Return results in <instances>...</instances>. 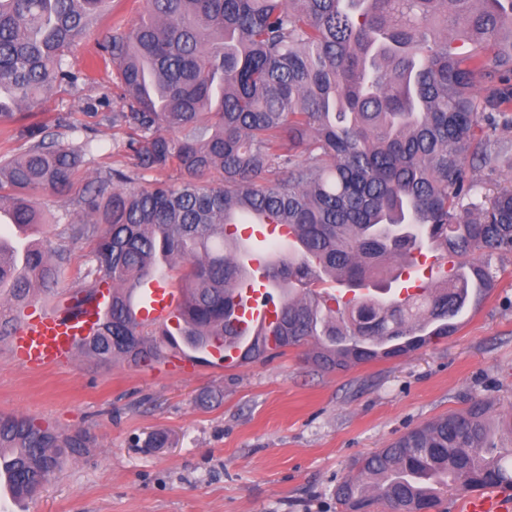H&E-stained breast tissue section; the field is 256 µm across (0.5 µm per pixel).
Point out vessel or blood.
I'll return each mask as SVG.
<instances>
[{
    "mask_svg": "<svg viewBox=\"0 0 512 512\" xmlns=\"http://www.w3.org/2000/svg\"><path fill=\"white\" fill-rule=\"evenodd\" d=\"M281 295V289L270 286L267 280L244 277L234 292L233 321L237 334L225 339L223 348L210 350V358L227 369L241 365L248 344L276 321ZM180 304L181 298L174 290L155 287L151 282L133 294L137 319L159 327L175 326ZM95 320L92 314L74 318L56 310L25 319L12 336L15 358L31 372L68 363L76 352L78 339L90 332ZM464 512H512V499L491 491L467 498Z\"/></svg>",
    "mask_w": 512,
    "mask_h": 512,
    "instance_id": "vessel-or-blood-1",
    "label": "vessel or blood"
}]
</instances>
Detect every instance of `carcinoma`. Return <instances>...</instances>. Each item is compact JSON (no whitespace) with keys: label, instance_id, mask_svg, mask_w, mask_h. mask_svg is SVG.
<instances>
[{"label":"carcinoma","instance_id":"obj_1","mask_svg":"<svg viewBox=\"0 0 512 512\" xmlns=\"http://www.w3.org/2000/svg\"><path fill=\"white\" fill-rule=\"evenodd\" d=\"M105 3L0 0V122L21 123L28 143L0 160V217L20 229L39 223L31 194L69 191L92 150L48 139L30 117L54 86L87 79L75 53ZM509 19L512 0H147L99 50L124 88L112 125L130 130L134 167L177 178L138 190L100 171L76 199L68 238L94 249L64 310L112 288L82 353L149 365L174 335L197 352L236 335L238 215L294 233L263 268L285 291L278 321L244 361L311 342L316 366L346 369L454 334L494 287L492 258L512 253V177L491 192L476 177L512 172V140L498 135L512 129ZM434 246L460 259L457 272L403 300L361 293ZM176 261L187 266L176 327L136 321L133 292ZM68 262L64 244L0 238L1 336ZM328 281L354 295L319 303L313 289ZM498 432L512 434V412L493 425L474 402L365 457L336 498L347 512H420L451 491L512 489ZM85 447L79 433L0 414V477L16 497L59 469L62 449Z\"/></svg>","mask_w":512,"mask_h":512}]
</instances>
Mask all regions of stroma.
<instances>
[{"mask_svg": "<svg viewBox=\"0 0 512 512\" xmlns=\"http://www.w3.org/2000/svg\"><path fill=\"white\" fill-rule=\"evenodd\" d=\"M146 5L108 0L79 61ZM122 94L114 68L103 66L78 87H54L36 116L55 139H91L92 152L71 194L32 197L46 219L35 237L67 245L70 262L29 312L61 306L82 285L94 243L69 241L65 230L78 216L73 201L86 173L120 169L136 189L161 178L134 168L126 132L112 123ZM492 264V291L452 336L344 370L316 368L309 343L230 371L202 365L177 375L162 363L102 364L79 354L31 374L0 336V414L79 430L88 440L34 498L13 497L0 485V512H344L336 488L355 476L362 456L475 400L493 420L512 412V253ZM155 433L166 435L165 444L146 447Z\"/></svg>", "mask_w": 512, "mask_h": 512, "instance_id": "stroma-1", "label": "stroma"}]
</instances>
